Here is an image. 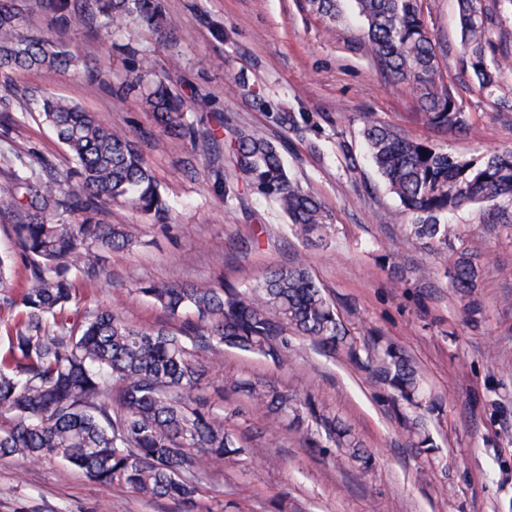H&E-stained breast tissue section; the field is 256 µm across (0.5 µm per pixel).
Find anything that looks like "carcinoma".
I'll use <instances>...</instances> for the list:
<instances>
[{
    "label": "carcinoma",
    "instance_id": "carcinoma-1",
    "mask_svg": "<svg viewBox=\"0 0 512 512\" xmlns=\"http://www.w3.org/2000/svg\"><path fill=\"white\" fill-rule=\"evenodd\" d=\"M312 9L334 22L337 0H310ZM512 0H456L466 67L482 92L498 87L512 69V51L492 39L501 3ZM364 22V44L385 77L416 92L426 123L465 131L469 115L440 74L434 35L421 0H355ZM106 29L136 23L153 31L158 45L176 37L164 19L162 0H0V74L39 68L48 74L77 64L68 44L46 36L64 31L76 16ZM42 16L46 32L29 28ZM178 61L157 69L144 57L132 63V82L146 87L145 105L170 144L220 161L225 152L243 182L283 211L305 244L322 242L332 225L322 202L292 181L282 154L272 141L235 129L219 142L215 131L201 130L188 117L205 112L210 100H187L173 89ZM39 116L71 155L70 174H33L22 154L14 157L11 182L0 191V212L14 221L15 250L0 253V299L18 296L22 313L8 334L0 358V459L38 462L57 458L103 485L119 484L149 501H173L194 512L197 475L223 472L241 454L246 440L230 428L224 410L205 394L224 347L288 360L290 337L313 341L321 349L343 350L352 361L366 352V366L392 390V399L420 405L418 368L400 347L375 331L358 344L340 319L335 304L302 262L274 268L253 287L206 286L194 282L143 281L138 292L153 300L177 328L140 327L107 305L71 308L75 281L100 270L102 253L133 244L127 224H104L105 206H124L159 221L170 204L153 169L129 136L64 99L43 95ZM276 122L301 134L310 128L307 112H281ZM363 138L370 161L413 216L410 234L433 246H446L455 229L441 217L469 204L492 207L512 201V150L480 159L453 156L425 140H411L394 129L369 122ZM215 186L224 199L239 186L214 169ZM78 213L69 224L63 213ZM21 265L26 285L17 290L13 269ZM480 255L462 249L451 260V287L467 300L473 318L481 314L475 294L482 270ZM192 313L197 320L182 319ZM224 386L239 390L272 423L291 418L315 423L312 447L325 452L346 447L350 457L368 467L351 428L322 412L314 397L291 398L259 380L231 378Z\"/></svg>",
    "mask_w": 512,
    "mask_h": 512
}]
</instances>
